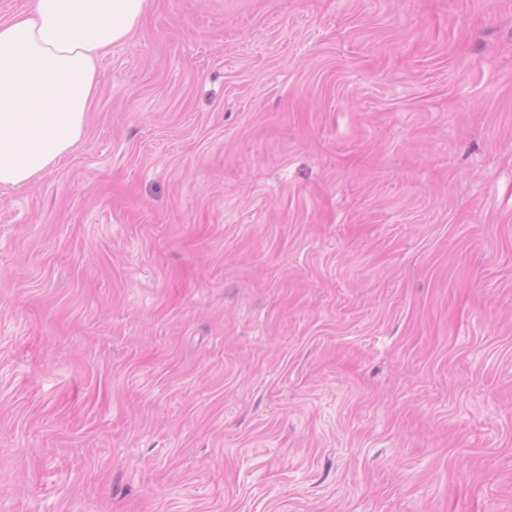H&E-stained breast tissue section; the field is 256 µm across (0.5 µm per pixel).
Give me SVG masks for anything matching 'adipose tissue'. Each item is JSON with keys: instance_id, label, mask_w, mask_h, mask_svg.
Returning a JSON list of instances; mask_svg holds the SVG:
<instances>
[{"instance_id": "obj_1", "label": "adipose tissue", "mask_w": 512, "mask_h": 512, "mask_svg": "<svg viewBox=\"0 0 512 512\" xmlns=\"http://www.w3.org/2000/svg\"><path fill=\"white\" fill-rule=\"evenodd\" d=\"M149 0H31L0 18V187L37 181L82 142L98 64Z\"/></svg>"}]
</instances>
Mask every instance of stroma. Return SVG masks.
I'll use <instances>...</instances> for the list:
<instances>
[{
    "mask_svg": "<svg viewBox=\"0 0 512 512\" xmlns=\"http://www.w3.org/2000/svg\"><path fill=\"white\" fill-rule=\"evenodd\" d=\"M0 512H512V0H150L0 188Z\"/></svg>",
    "mask_w": 512,
    "mask_h": 512,
    "instance_id": "stroma-1",
    "label": "stroma"
}]
</instances>
